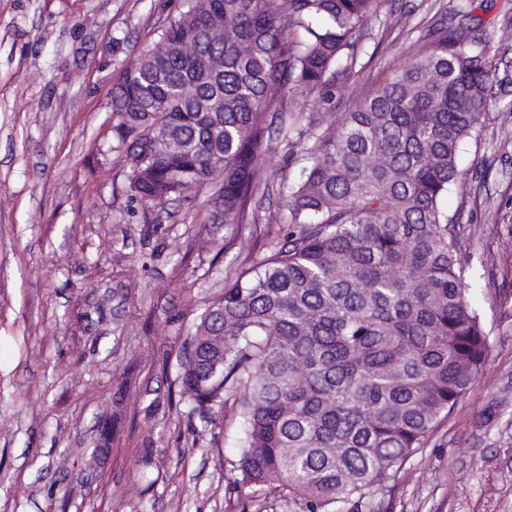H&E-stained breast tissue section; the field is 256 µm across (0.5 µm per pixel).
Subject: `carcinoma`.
I'll list each match as a JSON object with an SVG mask.
<instances>
[{"instance_id": "cac0c4a2", "label": "carcinoma", "mask_w": 512, "mask_h": 512, "mask_svg": "<svg viewBox=\"0 0 512 512\" xmlns=\"http://www.w3.org/2000/svg\"><path fill=\"white\" fill-rule=\"evenodd\" d=\"M112 87V135L150 207L212 182L206 224L256 223L288 97L325 99L376 0H185ZM339 122L288 186L290 229L200 316L180 400L246 432L229 490L298 512H359L482 373L490 341L457 256L451 187L495 86L466 5Z\"/></svg>"}]
</instances>
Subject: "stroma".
Instances as JSON below:
<instances>
[{"mask_svg":"<svg viewBox=\"0 0 512 512\" xmlns=\"http://www.w3.org/2000/svg\"><path fill=\"white\" fill-rule=\"evenodd\" d=\"M491 63L512 73V0H481ZM182 0H0V512H288L226 491L238 418L202 426L169 401L200 315L288 231L277 195L253 224L203 223L209 189L145 216L112 135V84ZM449 0H379L328 125L450 23ZM512 85L459 156L448 195L459 257L491 343L482 374L371 512H512ZM305 164L276 140L273 186ZM500 209L505 220L486 221ZM107 452H99L103 426Z\"/></svg>","mask_w":512,"mask_h":512,"instance_id":"1","label":"stroma"}]
</instances>
